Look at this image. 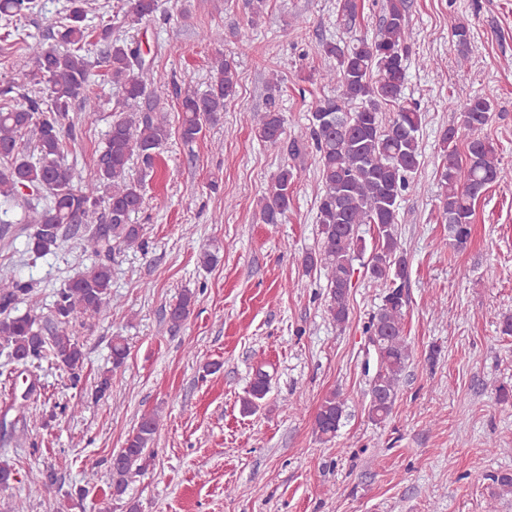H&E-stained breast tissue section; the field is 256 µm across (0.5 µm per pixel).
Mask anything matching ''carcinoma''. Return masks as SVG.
Returning <instances> with one entry per match:
<instances>
[{"label":"carcinoma","mask_w":512,"mask_h":512,"mask_svg":"<svg viewBox=\"0 0 512 512\" xmlns=\"http://www.w3.org/2000/svg\"><path fill=\"white\" fill-rule=\"evenodd\" d=\"M129 3L125 17L133 23L155 17L160 9L159 0ZM85 5L86 0H71L58 30L68 49L25 42L35 64L32 80L47 83V99L24 93L25 103L0 107V196L25 197L24 189L34 190L33 197H26L24 217L25 223L32 225L28 250L36 257L55 252L62 228L76 221L90 225L83 235V247L97 258L86 272L57 290L47 330L37 314L33 283L0 280V355L5 356L6 366L21 357L28 363L52 357L74 387L81 381L85 359L76 327L82 325V319L112 306L113 244L146 248L142 229L133 222L143 209L144 194L142 181L131 174V161L137 157L144 169H152L158 150L171 134L152 61L126 40L112 38V26L105 24L99 33L105 43L102 54L120 96L93 171L87 179L75 180L62 155L64 138L75 134L70 110L79 102L84 111H97L88 92L91 62L84 49L88 37ZM33 8V0H0V18L9 25ZM408 37L406 0H386L383 18L372 38H358L343 46L320 42V54L337 62V74L329 73L326 78H339L342 94L316 102L309 118L321 182L317 213L321 246L317 253L305 256L304 265L308 270L321 266L326 271L327 310L338 325L349 317L358 228L371 224L377 231V243L366 264L369 278L385 288L383 304L368 327L370 335L378 337L379 364L369 393V414L376 421L391 413L400 378L410 361L403 329L409 263L395 229L399 199L411 187L421 157L422 113L403 93ZM452 37L460 54L466 55L469 28L455 25ZM237 84L235 64L224 56L211 65L207 91L173 85L172 94L182 112L180 135L184 142L195 141L203 125L219 121L224 105L236 95ZM278 91L279 84L270 83L268 107L251 114V125L260 141L294 159L301 155L302 146L296 140H286L285 119L275 106ZM386 106L391 107L387 117L382 112ZM493 112L490 98L475 96L461 106V126L452 125L442 135V215L457 248L465 247L470 239L475 202L508 175L494 143L478 135L491 122ZM462 128L474 133L463 152L457 144ZM31 129L36 138L32 152L27 153L20 148L19 139ZM297 179L298 172L290 164L278 167L259 199L263 223L280 224L287 217ZM44 193L49 194L50 204L40 210L38 201ZM23 303L29 304V311L20 314L18 306ZM193 304L194 295L182 293L170 308L171 324L177 327L185 321ZM268 380L266 371L256 370L248 397L243 399L244 411H256L258 401L267 394ZM344 412L340 392L326 395L315 416L317 434L324 439L335 437ZM159 425L154 412L140 416L125 447L111 458L109 480L102 489L104 497L121 499L131 471H144L150 465L154 455L151 445Z\"/></svg>","instance_id":"1"}]
</instances>
